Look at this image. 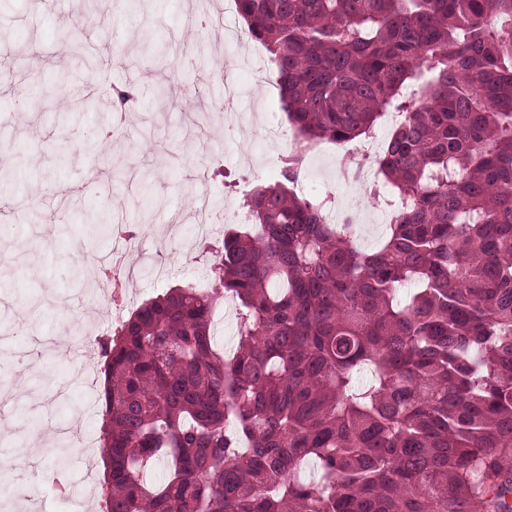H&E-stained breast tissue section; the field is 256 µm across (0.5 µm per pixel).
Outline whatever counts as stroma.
<instances>
[{"label":"stroma","instance_id":"obj_1","mask_svg":"<svg viewBox=\"0 0 512 512\" xmlns=\"http://www.w3.org/2000/svg\"><path fill=\"white\" fill-rule=\"evenodd\" d=\"M224 2L145 0L132 13L126 0H0V168L19 156L27 165L22 191L0 195V261L10 266L0 273V326L25 327L0 340V389L51 385L68 392L49 410L0 399V454L21 463L0 481V495L55 461L52 451L8 443L12 432L50 433L63 425L84 441L100 438V389L86 379L70 345L85 327L108 328L110 287L101 267L112 240L98 236L85 214L109 209L138 225L128 284L137 306L177 285H207V265L198 258L203 225L167 226L170 210L194 205L204 187L200 173L211 174L204 188L218 238L235 228L242 197L277 176L265 162L280 157L285 144L255 135L267 114L282 111L276 74L267 71V83H255L252 43L220 39L223 24L238 23ZM145 29L175 43V67L144 53ZM73 40L92 46L96 68L59 55V43ZM57 68L69 69L76 87L91 92L64 127L58 110L65 90L36 93L44 72ZM125 84H175L182 94L174 105L145 97L109 139L101 132V108ZM106 148L112 164L102 167L97 154ZM302 179L322 183L334 212L354 214L361 247L380 244L389 214L371 192L374 172L345 173L331 146L308 154Z\"/></svg>","mask_w":512,"mask_h":512}]
</instances>
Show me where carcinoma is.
Wrapping results in <instances>:
<instances>
[{
	"mask_svg": "<svg viewBox=\"0 0 512 512\" xmlns=\"http://www.w3.org/2000/svg\"><path fill=\"white\" fill-rule=\"evenodd\" d=\"M236 8L301 147L208 247V287L101 341L104 512H512V0ZM392 107L377 174L398 206L363 249L294 184L305 147ZM218 336L219 346H224V353H230L236 346V306L235 302L226 298L224 307L219 305Z\"/></svg>",
	"mask_w": 512,
	"mask_h": 512,
	"instance_id": "carcinoma-1",
	"label": "carcinoma"
}]
</instances>
